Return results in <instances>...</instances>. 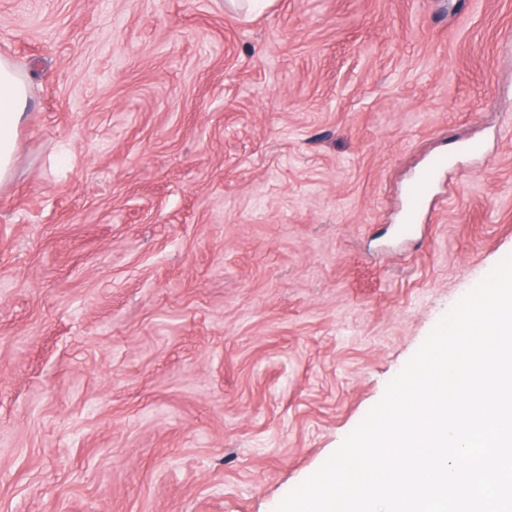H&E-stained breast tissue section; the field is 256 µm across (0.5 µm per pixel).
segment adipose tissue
I'll return each instance as SVG.
<instances>
[{"mask_svg":"<svg viewBox=\"0 0 512 512\" xmlns=\"http://www.w3.org/2000/svg\"><path fill=\"white\" fill-rule=\"evenodd\" d=\"M29 106V90L18 68L0 57V185L13 172L17 135Z\"/></svg>","mask_w":512,"mask_h":512,"instance_id":"obj_1","label":"adipose tissue"}]
</instances>
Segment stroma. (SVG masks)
<instances>
[{
    "label": "stroma",
    "instance_id": "1",
    "mask_svg": "<svg viewBox=\"0 0 512 512\" xmlns=\"http://www.w3.org/2000/svg\"><path fill=\"white\" fill-rule=\"evenodd\" d=\"M0 56V512H274L512 254V0H0ZM29 106V90L18 68L0 57V185L7 183L13 172L17 151V135Z\"/></svg>",
    "mask_w": 512,
    "mask_h": 512
}]
</instances>
